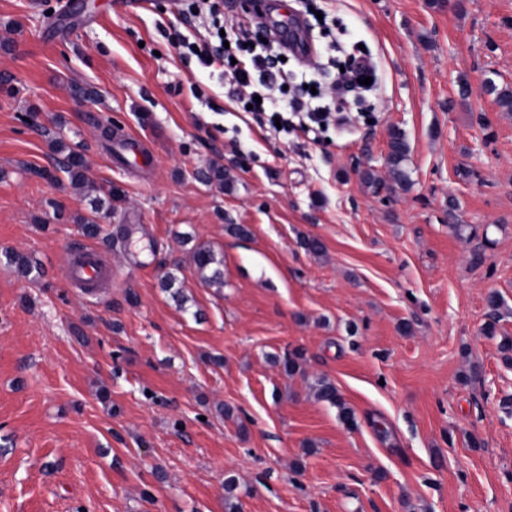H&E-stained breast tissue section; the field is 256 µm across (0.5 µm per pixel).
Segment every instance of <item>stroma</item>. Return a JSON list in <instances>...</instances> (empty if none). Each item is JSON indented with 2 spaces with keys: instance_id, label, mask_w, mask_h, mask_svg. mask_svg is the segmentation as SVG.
<instances>
[{
  "instance_id": "35a3bbf8",
  "label": "stroma",
  "mask_w": 512,
  "mask_h": 512,
  "mask_svg": "<svg viewBox=\"0 0 512 512\" xmlns=\"http://www.w3.org/2000/svg\"><path fill=\"white\" fill-rule=\"evenodd\" d=\"M284 8L325 10L337 64L372 62L342 121L244 111L189 53L178 0H0V512H512V112L482 91L512 90V0ZM107 127L147 138L154 166L115 163ZM57 141L81 146L86 185L41 177ZM88 243L112 260L92 296L63 272ZM200 245L223 287L197 278ZM408 145L402 132L392 130L389 140V151L387 154V165L389 166L393 180L406 187L408 179L403 169V163L407 160ZM315 392L319 400L338 409L340 419L347 425L355 423L354 410L347 406L338 394L336 386L326 378H319L315 383Z\"/></svg>"
}]
</instances>
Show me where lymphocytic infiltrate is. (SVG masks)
I'll return each instance as SVG.
<instances>
[{
  "label": "lymphocytic infiltrate",
  "mask_w": 512,
  "mask_h": 512,
  "mask_svg": "<svg viewBox=\"0 0 512 512\" xmlns=\"http://www.w3.org/2000/svg\"><path fill=\"white\" fill-rule=\"evenodd\" d=\"M185 22L207 33L201 42L188 43L187 48L196 56L203 68L223 66L225 75L238 91L250 92L260 97V111L274 114L305 115L312 123L327 120L336 109V103L326 100L322 94L302 99L289 92L294 76L284 68L282 54L271 43L253 40L248 24L237 23L233 47H224L220 31L223 21L217 16L214 0H192L190 9L183 12Z\"/></svg>",
  "instance_id": "obj_1"
}]
</instances>
